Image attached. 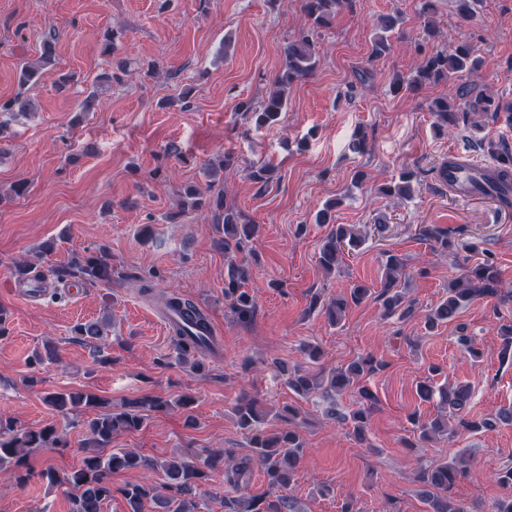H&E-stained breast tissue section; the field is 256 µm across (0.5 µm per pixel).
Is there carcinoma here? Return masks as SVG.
Masks as SVG:
<instances>
[{
  "instance_id": "cac0c4a2",
  "label": "carcinoma",
  "mask_w": 512,
  "mask_h": 512,
  "mask_svg": "<svg viewBox=\"0 0 512 512\" xmlns=\"http://www.w3.org/2000/svg\"><path fill=\"white\" fill-rule=\"evenodd\" d=\"M353 0H301V11L306 20V29L298 32L283 47L281 68L274 80L275 88L257 107L248 101L236 105V111L255 115L260 126L277 121L288 103V88L294 83L312 76L320 62V47L316 37L330 30L336 16L342 9L352 5ZM455 14L461 21L472 19L476 13L478 0H452ZM436 13L435 0H424L423 14L426 22L423 27V40L435 42L443 33L433 15ZM403 19L398 14L382 15L376 23L371 56L381 57L391 51V37L400 29ZM56 32L45 34L41 53L37 60L25 63L19 72L22 84L38 81L43 71L54 65L56 56ZM135 63L128 59L115 61V66L103 73L100 82L110 85L120 83L124 77L132 75ZM482 66V59L476 55L474 47L467 42H459L448 51L434 47L421 52V58L413 73L405 78L397 76L390 85L391 92L416 93L427 85L456 82L464 77L469 81L458 85L444 97L433 100L429 109L436 118V128L454 130L467 127L471 117L492 114L499 118L505 115L512 125V102H503L491 96L480 84L470 79ZM37 111L34 100L15 95L0 100V116H28ZM487 153L494 157L500 166L498 176L512 179V144L503 139L487 140ZM248 177L255 183L266 185L270 181L273 167L269 164L246 167ZM415 174L411 170L401 172L397 178L378 187L384 197L407 198L411 195V184ZM180 213L170 215L175 220L179 214L190 211H208L217 233L216 240L225 256L232 257L227 265L224 278V301L240 322L250 321L256 310L250 291L245 288L249 281V246L258 236L260 225L248 218L242 211L224 203L223 187L210 182L201 188L187 184L182 187ZM315 223L326 224L329 230L319 247L317 263L327 273L340 271L344 255L356 251L361 238L355 226L334 223L333 207L327 205L315 216ZM419 239L429 244L432 251L446 255L457 253L455 240L450 230L436 224H423L418 229ZM469 254L462 257L461 273L451 280L448 296L432 308L426 316V326L434 329L444 323L456 320L469 303L480 298H490L500 304L512 302V291L504 286L497 262L490 255L474 257L475 247L467 246ZM407 264L403 258L387 252L384 264V279L378 294L383 315L408 319L415 313V303L406 297L405 288L399 285L402 278L408 277ZM60 277L76 278L86 284L112 279V262L100 248L94 253L78 255L58 268ZM371 293L364 285H356L349 293L331 299L314 296L308 310L320 312L331 324L338 323L347 309L363 302ZM166 313L179 317L181 324L173 329L179 357L191 368H201L195 355L209 350L214 345L210 325L193 302L170 293L164 301ZM109 318L79 324L74 334L90 342L101 341L107 331ZM501 339V357L512 359V321L501 324L498 329ZM304 354L309 360L305 368L300 366L286 370L279 362L274 367L288 372V386L299 397L312 396L327 398L325 416L330 421L352 428L357 441L366 440L369 417L377 399L371 391L360 385L368 375L383 367V363L371 356L359 357L345 366L326 369L321 362V352L314 345L304 346ZM352 388L357 389L355 407L344 412L336 408L335 395ZM440 402L447 414L432 419L421 415L412 416V424L417 437L405 443L407 448H418L438 437L453 435L457 430L480 432L490 430L499 424H512V408L502 409L492 417L474 418L469 416L466 405L471 397V386L459 385L440 389ZM43 401L57 412L66 415L80 408L91 409L95 416L84 421L88 438L84 443L87 449L79 469L64 478L71 490L72 512H104L103 506L112 498V473L120 470H139L146 473L143 480L118 489L127 501L130 512H200L201 487L209 478V472L224 463V495L221 506L224 512H304L297 500L290 494L304 458L305 443L293 427L299 416V409L287 406L284 421L288 426L271 430L267 415L260 408L259 398L246 391L239 396L234 406L238 427L249 440L250 451L237 455L232 450L203 448L195 459L171 457L155 459L134 450L110 449L112 436L119 431L131 433L142 429L145 412L163 411L169 404L160 396L145 395L130 402L121 412L112 410L104 398L88 390L47 391ZM60 437L53 426L39 430L21 429L12 419L0 417V469L19 465L34 448L56 446ZM264 474L268 490L263 494L250 495L245 489L250 484L255 470ZM471 477L466 461H444L431 463L419 468L415 482L419 495L427 506L426 512H473L463 504L454 502L448 496L450 488L459 480ZM57 481L55 470L48 466L41 471L28 467L16 471L15 483L25 486L32 480Z\"/></svg>"
}]
</instances>
